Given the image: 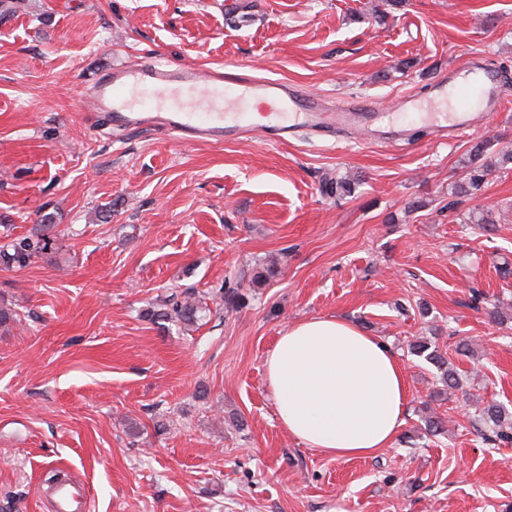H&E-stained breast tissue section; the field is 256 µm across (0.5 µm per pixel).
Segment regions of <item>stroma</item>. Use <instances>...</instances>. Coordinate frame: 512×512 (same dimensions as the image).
<instances>
[{"label":"stroma","instance_id":"35a3bbf8","mask_svg":"<svg viewBox=\"0 0 512 512\" xmlns=\"http://www.w3.org/2000/svg\"><path fill=\"white\" fill-rule=\"evenodd\" d=\"M20 2L0 0V246L44 218L56 239L0 264L18 315L0 327V512H51L40 489L59 473L89 512H512V444L483 442L475 414L493 401L512 417V168L454 192L472 146L490 162L512 147V99L459 140L403 147L116 136L90 101L101 70L156 55L431 112L430 85L470 60L512 74V0ZM484 210L489 227L467 222ZM229 286L247 305L225 307ZM185 290L204 319H151ZM332 316L403 362L405 424L371 456L302 446L267 385L284 328ZM417 340L460 389L410 354ZM410 353L417 356L423 357L426 361L432 363L440 370L441 380L448 386V388H454L459 386V380L456 377L455 372L448 368V359L433 346L425 341H415L409 344Z\"/></svg>","mask_w":512,"mask_h":512}]
</instances>
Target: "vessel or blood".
Wrapping results in <instances>:
<instances>
[{"mask_svg": "<svg viewBox=\"0 0 512 512\" xmlns=\"http://www.w3.org/2000/svg\"><path fill=\"white\" fill-rule=\"evenodd\" d=\"M471 66L478 80L458 89L456 111L422 113L415 99L404 97L395 104L398 120L392 124L382 123L368 99L352 98L329 108L282 79L259 78L241 67L202 72L160 57L104 70L93 99L112 127H149L185 141L236 139L249 127L252 100L272 103L265 133L275 141L302 132L339 140L360 132L372 141L404 143L421 132L438 142L453 141L498 111L505 101L502 86L512 80L484 61ZM52 498L54 512H85L87 494L75 484L55 487Z\"/></svg>", "mask_w": 512, "mask_h": 512, "instance_id": "b4317fda", "label": "vessel or blood"}]
</instances>
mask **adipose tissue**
I'll list each match as a JSON object with an SVG mask.
<instances>
[{"instance_id":"ef3b65f1","label":"adipose tissue","mask_w":512,"mask_h":512,"mask_svg":"<svg viewBox=\"0 0 512 512\" xmlns=\"http://www.w3.org/2000/svg\"><path fill=\"white\" fill-rule=\"evenodd\" d=\"M265 368L282 428L307 447L370 456L390 447L405 423L408 390L398 354L345 318L288 325Z\"/></svg>"}]
</instances>
